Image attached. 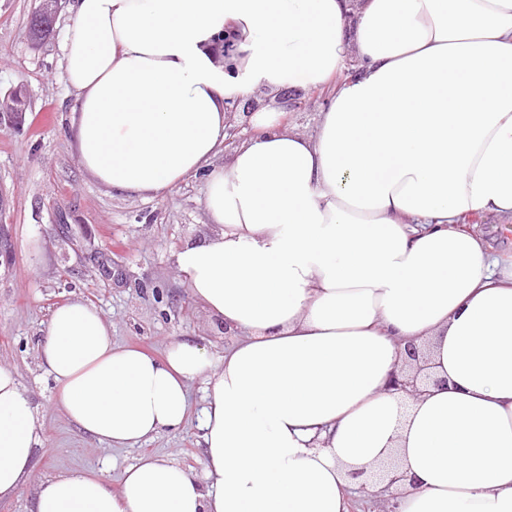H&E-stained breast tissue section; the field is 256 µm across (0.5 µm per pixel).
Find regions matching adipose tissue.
<instances>
[{"mask_svg": "<svg viewBox=\"0 0 512 512\" xmlns=\"http://www.w3.org/2000/svg\"><path fill=\"white\" fill-rule=\"evenodd\" d=\"M72 141L113 192L206 176L214 235L173 255L236 340L163 357L113 341L93 305L51 314L55 403L116 448L184 425L202 381L205 476L141 457L119 488L72 471L31 512H349L355 471L396 459L395 512H512V261L459 227L512 218V0H70ZM353 71L316 135L259 112L213 165L230 101ZM434 382L392 389L408 346ZM0 364V498L40 437Z\"/></svg>", "mask_w": 512, "mask_h": 512, "instance_id": "adipose-tissue-1", "label": "adipose tissue"}]
</instances>
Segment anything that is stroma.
<instances>
[{"label":"stroma","instance_id":"1","mask_svg":"<svg viewBox=\"0 0 512 512\" xmlns=\"http://www.w3.org/2000/svg\"><path fill=\"white\" fill-rule=\"evenodd\" d=\"M38 0H0V98L21 90L22 123L0 119V206L9 248L0 254V364L14 368L36 410L41 439L21 490L0 512H30L38 484L72 470L102 474L120 486L124 470L150 454L203 475L196 413L203 384L191 385L186 424L132 448H113L82 432L54 405L55 386L38 360V345L55 307L80 299L112 325V339L163 356L178 339L220 353L231 342L179 279L173 255L212 234L203 209V176L164 196L113 193L82 168L70 136L75 95L66 84L61 42L68 10L40 46L28 37ZM330 93H297L286 121L315 134ZM472 231L491 252L512 254V219L474 213Z\"/></svg>","mask_w":512,"mask_h":512}]
</instances>
